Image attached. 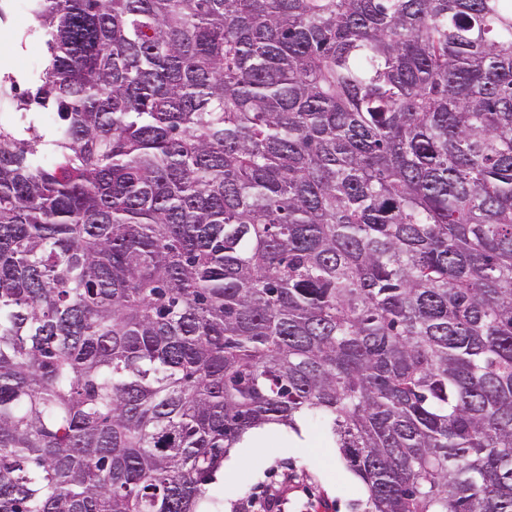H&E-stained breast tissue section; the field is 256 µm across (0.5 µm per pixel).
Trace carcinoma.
Masks as SVG:
<instances>
[{"label":"carcinoma","mask_w":512,"mask_h":512,"mask_svg":"<svg viewBox=\"0 0 512 512\" xmlns=\"http://www.w3.org/2000/svg\"><path fill=\"white\" fill-rule=\"evenodd\" d=\"M25 2L0 512H200L311 413L363 512H512V0Z\"/></svg>","instance_id":"1"}]
</instances>
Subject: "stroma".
<instances>
[{"label": "stroma", "mask_w": 512, "mask_h": 512, "mask_svg": "<svg viewBox=\"0 0 512 512\" xmlns=\"http://www.w3.org/2000/svg\"><path fill=\"white\" fill-rule=\"evenodd\" d=\"M28 28L21 17L0 26V64L18 73L37 68L43 59V42L29 36ZM309 434V444L296 448L289 444L287 430L269 428L263 448L231 449L233 471L215 474L207 486L208 512H241L245 500L273 491L280 502L271 512H357L366 500L364 486L318 427H310Z\"/></svg>", "instance_id": "obj_1"}]
</instances>
